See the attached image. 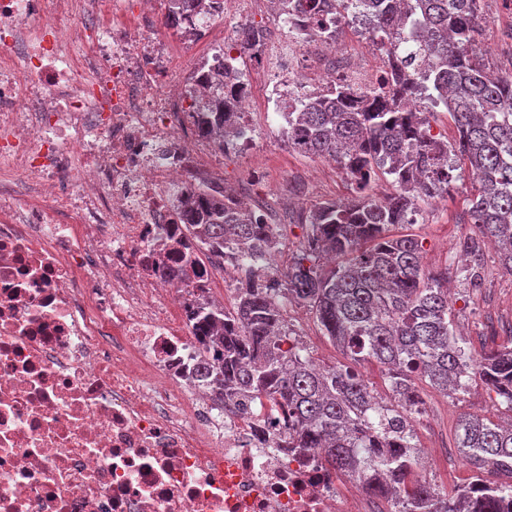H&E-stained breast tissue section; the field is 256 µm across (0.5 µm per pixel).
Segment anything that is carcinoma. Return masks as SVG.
Segmentation results:
<instances>
[{
    "mask_svg": "<svg viewBox=\"0 0 512 512\" xmlns=\"http://www.w3.org/2000/svg\"><path fill=\"white\" fill-rule=\"evenodd\" d=\"M165 24L180 31L208 12L206 0H163ZM347 10L360 4L378 11L376 37L395 55L391 83L354 98L339 85L297 103L288 113V145L300 153L336 159L356 185L348 201L314 204L304 217L310 232L283 273L281 288L259 283L260 269L246 268L231 311L207 303L193 312L195 337L207 354L222 358L211 378L227 399L270 404L288 424L292 448H320L329 473L358 482L370 496L391 502L390 512H507L512 503V423L461 418L457 447L472 480L450 494L417 473L420 448L414 415L423 399L416 379L446 396L480 377L512 412V342L478 356L456 334L448 308V269L425 272L421 242L393 236L389 227L412 224L419 202L448 191L453 159L463 161L475 185L468 213L475 234L463 239L473 264L464 280H481L482 244L498 250L512 274V70L485 63L483 0H332ZM284 15L308 22L313 36L338 41L321 0H273ZM410 28L413 44L397 54L396 36ZM265 28L238 29L242 54L254 58ZM425 64L427 90L446 98L457 136L448 144L429 135L424 113L407 107L412 78ZM236 102L229 86L208 105L198 127L224 143L240 136L232 120ZM382 173L397 186L378 199L367 193V174ZM189 252L162 268L167 281L186 279L185 265L200 255L218 257L238 246L250 261L273 251L272 229L256 221L248 202L220 191L200 193L182 212ZM314 314L324 335L350 364L317 369L288 326L290 304ZM375 361L384 367L394 401L378 399L357 370ZM486 471L507 477L486 483Z\"/></svg>",
    "mask_w": 512,
    "mask_h": 512,
    "instance_id": "obj_1",
    "label": "carcinoma"
}]
</instances>
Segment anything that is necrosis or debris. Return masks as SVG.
Segmentation results:
<instances>
[{
    "mask_svg": "<svg viewBox=\"0 0 512 512\" xmlns=\"http://www.w3.org/2000/svg\"><path fill=\"white\" fill-rule=\"evenodd\" d=\"M138 2L0 0V512H353L320 449L196 371L209 296L158 271L186 250L178 209L217 186L190 113L234 43L180 83L159 0ZM273 25L309 56L266 46L279 92L391 75Z\"/></svg>",
    "mask_w": 512,
    "mask_h": 512,
    "instance_id": "1",
    "label": "necrosis or debris"
}]
</instances>
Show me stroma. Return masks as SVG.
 <instances>
[{"label": "stroma", "instance_id": "35a3bbf8", "mask_svg": "<svg viewBox=\"0 0 512 512\" xmlns=\"http://www.w3.org/2000/svg\"><path fill=\"white\" fill-rule=\"evenodd\" d=\"M482 7L487 18L486 60L492 69H512V0H484ZM249 125L255 141L249 152L225 153L213 146L203 151L200 159L203 164L220 169L225 183L238 184L250 201L268 206L274 222L286 226L287 234L277 251L278 266L284 270L306 234L300 210L324 200L350 197L351 184L337 168L311 179L308 171L317 165V158L289 147L266 105L255 108ZM454 176L447 196L421 202L417 222L395 228L396 233H410L422 240L423 266L428 271L459 266V243L472 230L464 220L465 198L472 180L462 165ZM449 287L455 328L473 351L480 353L512 340V275L501 268L492 247L484 249L481 287L471 288L455 278ZM286 316L312 360L326 366L345 363V356L323 335L307 307L290 305ZM417 387L424 401L414 421L417 444L433 451L423 478L447 489L468 483L472 472L456 447L460 419L470 414L499 424L512 418V412L478 378L454 397L433 389L424 380Z\"/></svg>", "mask_w": 512, "mask_h": 512}]
</instances>
